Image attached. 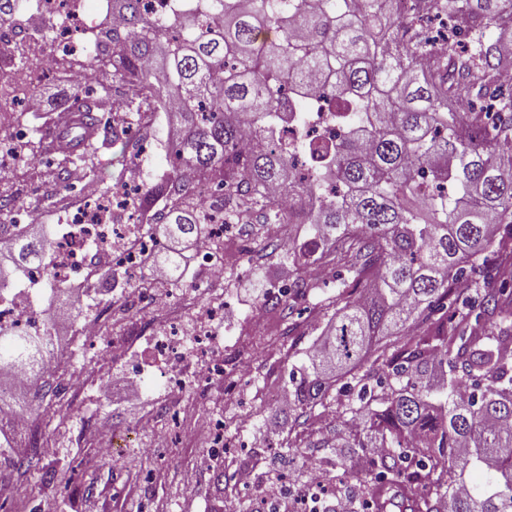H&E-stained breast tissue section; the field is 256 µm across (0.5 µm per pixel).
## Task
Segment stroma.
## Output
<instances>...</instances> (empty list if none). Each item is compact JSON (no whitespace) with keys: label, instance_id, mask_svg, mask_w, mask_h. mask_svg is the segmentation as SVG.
<instances>
[{"label":"stroma","instance_id":"1","mask_svg":"<svg viewBox=\"0 0 512 512\" xmlns=\"http://www.w3.org/2000/svg\"><path fill=\"white\" fill-rule=\"evenodd\" d=\"M0 195L13 196L17 205L28 207L53 199L67 205L80 200L81 186L55 182V169L47 164L31 166L19 160L11 178L0 180ZM259 224L237 225L234 240L250 244L239 267L225 270L219 289L224 297V354L246 359L250 369L242 381L222 402L211 399L199 386H187L186 394L210 403V409L224 419L227 452L216 469L199 473L197 491L185 496L181 488L183 472L206 454L199 441H186L172 448H159L145 454L144 446L159 429L154 414L165 399L160 370L148 352L146 342L113 354L109 363H101L97 346H77L59 339L55 349L67 356L73 369L81 373L83 389L68 403L66 418L47 419L32 413L40 438L55 447L52 456L41 458L36 469L16 468V454L32 456L25 440L7 449V461L0 463V481L17 486L13 512H260L272 471L288 476L292 488H299L297 475L308 456L323 457L318 443L336 429L334 411L320 412L308 424L297 422L294 404L267 399L269 389L279 394L288 391V372L308 366L306 351L319 338L324 322L334 313L325 298L336 295V271L326 267L310 277L306 299L297 301L292 317L280 309L270 312L269 326L252 321V311L274 283H291L300 273L299 265L282 260L279 252L259 250ZM295 347H288V337ZM140 358L145 364V395L137 404L99 400L97 387L113 374L124 371L126 361ZM101 422L116 430H129L135 437L125 447L101 454L93 443L91 431ZM295 449L291 463L274 466L280 448ZM67 481H60V474Z\"/></svg>","mask_w":512,"mask_h":512}]
</instances>
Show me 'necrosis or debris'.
I'll list each match as a JSON object with an SVG mask.
<instances>
[{
	"label": "necrosis or debris",
	"instance_id": "necrosis-or-debris-1",
	"mask_svg": "<svg viewBox=\"0 0 512 512\" xmlns=\"http://www.w3.org/2000/svg\"><path fill=\"white\" fill-rule=\"evenodd\" d=\"M36 10L56 20V47L40 51L38 67L27 77L31 84L56 72L60 53L83 52L92 29L89 16L109 12L110 6L109 0H38ZM309 104V109L296 113L282 135L281 145L289 153H297L302 143L339 131L335 119L323 112L320 98H311ZM144 184L143 176H135L109 198L96 189L84 190V206L68 211L55 224L45 266L31 269L20 288L0 293V324L42 326L34 294L45 274L50 273L63 285L80 282L83 296L97 299L101 307L94 317L67 319L72 342L90 344L102 338L104 314L113 304L131 312L151 309L160 312L162 319L147 343L160 358L166 384L182 389L187 383L216 373L227 378L242 376L244 369L237 360L225 358L224 339L217 331L224 321V303L215 288L222 284L225 269L239 262L236 250L224 248L227 227L211 225L208 238L197 252L192 286L184 291L181 303H173L172 289L159 287L153 267L147 264L156 251L155 243L135 221L133 199ZM118 268L141 276V286L124 285L117 290L106 287L104 274ZM174 415L179 427L192 438L210 444L207 464L215 466L224 445L223 422L189 397L175 405Z\"/></svg>",
	"mask_w": 512,
	"mask_h": 512
}]
</instances>
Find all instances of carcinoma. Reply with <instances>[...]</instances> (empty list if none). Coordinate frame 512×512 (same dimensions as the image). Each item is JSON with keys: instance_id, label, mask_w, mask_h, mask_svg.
<instances>
[{"instance_id": "carcinoma-1", "label": "carcinoma", "mask_w": 512, "mask_h": 512, "mask_svg": "<svg viewBox=\"0 0 512 512\" xmlns=\"http://www.w3.org/2000/svg\"><path fill=\"white\" fill-rule=\"evenodd\" d=\"M393 2L172 0L156 14L112 0L118 23L95 28L83 59H59L64 71L95 69L97 85L61 105L69 123L41 116L12 151L33 164L61 153L63 182L76 166L95 176L101 146L121 144L122 164L139 156L142 113L174 102L172 170L134 203L149 234L160 224L170 239L197 237L210 224L196 201L207 181L224 191L223 223L257 213L307 224L301 255L349 274L307 353L344 370L341 385L289 374L305 420L333 402L348 416L320 441L341 483L323 512H357L360 497L376 512H512V291L479 285L512 265V91L499 85L512 0H418L413 13ZM442 13L467 15L466 49L454 35L435 49L424 19ZM54 28L15 32L19 71L37 66L35 45ZM455 87L481 107L457 111ZM320 94L344 133L303 145L300 177L276 143L294 108ZM118 95L127 107L112 123L104 113ZM67 126L75 148L61 152ZM273 186L284 205L267 196ZM49 247L43 230L14 239L0 288ZM43 363V340L0 326V365L38 376ZM350 462L370 482L347 485Z\"/></svg>"}]
</instances>
